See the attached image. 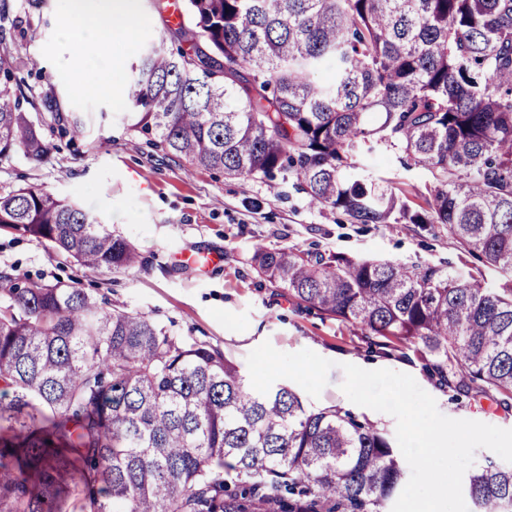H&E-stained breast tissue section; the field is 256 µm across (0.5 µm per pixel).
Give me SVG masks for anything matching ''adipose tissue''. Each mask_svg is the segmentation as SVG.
<instances>
[{
  "label": "adipose tissue",
  "mask_w": 512,
  "mask_h": 512,
  "mask_svg": "<svg viewBox=\"0 0 512 512\" xmlns=\"http://www.w3.org/2000/svg\"><path fill=\"white\" fill-rule=\"evenodd\" d=\"M139 0H64L65 33L76 47L104 35L133 38Z\"/></svg>",
  "instance_id": "1"
}]
</instances>
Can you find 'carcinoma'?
I'll use <instances>...</instances> for the list:
<instances>
[{
	"label": "carcinoma",
	"mask_w": 512,
	"mask_h": 512,
	"mask_svg": "<svg viewBox=\"0 0 512 512\" xmlns=\"http://www.w3.org/2000/svg\"><path fill=\"white\" fill-rule=\"evenodd\" d=\"M331 72L321 82L317 75ZM131 129L196 168L293 176L357 224H439L512 277V0H184L132 68ZM0 50V160L51 146ZM398 150L425 205L362 173ZM89 273L134 244L35 186L0 229ZM258 275L384 356L414 351L458 396L512 398V288L433 262L254 248ZM401 455L368 420L251 389L220 350L60 281L0 272V512H385ZM472 512H512V466L467 477Z\"/></svg>",
	"instance_id": "1"
}]
</instances>
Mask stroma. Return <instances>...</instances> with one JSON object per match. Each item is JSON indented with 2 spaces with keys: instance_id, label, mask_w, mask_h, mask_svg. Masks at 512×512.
I'll return each instance as SVG.
<instances>
[{
  "instance_id": "stroma-1",
  "label": "stroma",
  "mask_w": 512,
  "mask_h": 512,
  "mask_svg": "<svg viewBox=\"0 0 512 512\" xmlns=\"http://www.w3.org/2000/svg\"><path fill=\"white\" fill-rule=\"evenodd\" d=\"M8 18L0 46L13 60L19 85L33 101L51 157L36 162L14 155L0 162V193L38 186L78 202L99 223L130 239L141 261L134 268L91 274L44 243L0 229V270L57 281L141 313L178 335L205 342L239 365L263 342L281 352L309 349L333 361L315 408L338 406L369 420L387 435L395 419L354 405L340 385L343 364L412 375L450 418L512 429V408L485 397H453L431 382L417 357L371 351L348 325L308 311L283 289L260 278L251 265L255 244L298 246L401 263L417 259L457 261L460 252L446 231L412 224H353L341 212L310 207L291 180L229 178L190 168L151 136L128 130L126 96L131 67L165 27L167 12L140 0L134 40L112 39L79 50L63 35L59 0H5ZM109 78V89L87 97L79 79ZM84 132H72L73 119ZM397 151L377 153L373 176L402 189L411 208L424 204L425 176L403 169ZM220 252L222 263L197 272L179 264L178 253Z\"/></svg>"
}]
</instances>
